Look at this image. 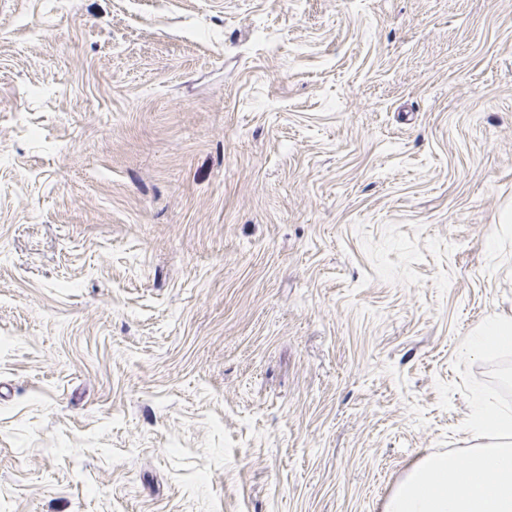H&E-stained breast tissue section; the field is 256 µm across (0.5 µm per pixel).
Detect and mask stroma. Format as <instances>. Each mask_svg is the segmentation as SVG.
Returning a JSON list of instances; mask_svg holds the SVG:
<instances>
[{
    "label": "stroma",
    "instance_id": "1",
    "mask_svg": "<svg viewBox=\"0 0 512 512\" xmlns=\"http://www.w3.org/2000/svg\"><path fill=\"white\" fill-rule=\"evenodd\" d=\"M509 207L512 0H0V512H381Z\"/></svg>",
    "mask_w": 512,
    "mask_h": 512
}]
</instances>
